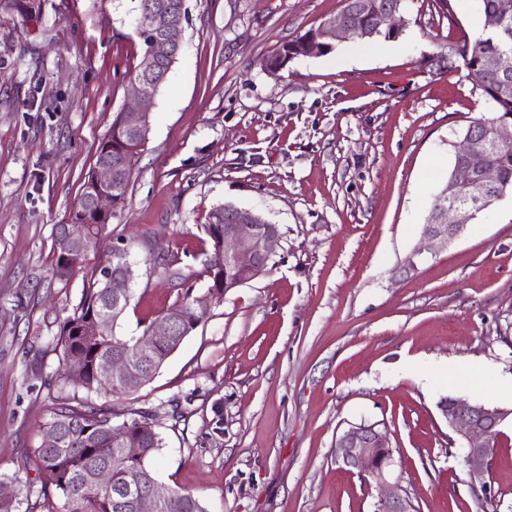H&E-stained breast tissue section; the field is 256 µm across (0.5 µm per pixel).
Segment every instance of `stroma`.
<instances>
[{"label": "stroma", "instance_id": "35a3bbf8", "mask_svg": "<svg viewBox=\"0 0 512 512\" xmlns=\"http://www.w3.org/2000/svg\"><path fill=\"white\" fill-rule=\"evenodd\" d=\"M182 50L154 98L153 127L123 210L90 263L127 247L137 264L116 335L137 336L178 298L152 266L179 260L209 282L200 226L226 204L281 238L266 274L229 291L139 391L109 399L117 420L153 413V467L207 512H373L375 482L337 464V436L380 423L416 512H481L450 454L440 396L512 413V197L452 242L425 239L438 176L471 122L491 113L455 47L479 19L407 0L393 41L351 39L272 76L259 58L341 0H188ZM129 0H0V490L40 488L30 450L67 392L48 347L81 278L53 275V232L129 99L142 60ZM47 348L51 387L29 380L28 342ZM488 479L512 512V416Z\"/></svg>", "mask_w": 512, "mask_h": 512}]
</instances>
